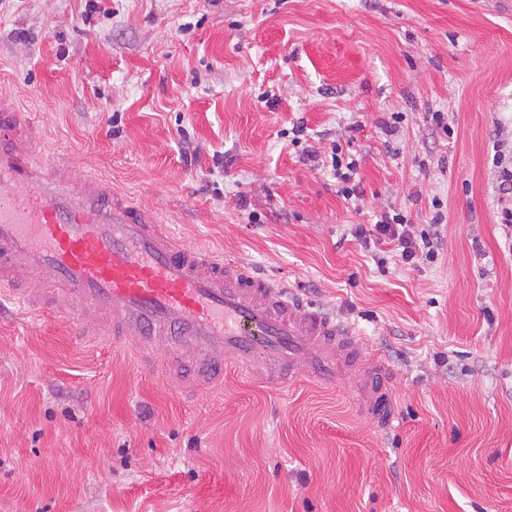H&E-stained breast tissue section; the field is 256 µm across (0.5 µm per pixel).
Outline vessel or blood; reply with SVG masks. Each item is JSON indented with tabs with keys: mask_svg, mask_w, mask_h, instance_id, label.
Segmentation results:
<instances>
[{
	"mask_svg": "<svg viewBox=\"0 0 512 512\" xmlns=\"http://www.w3.org/2000/svg\"><path fill=\"white\" fill-rule=\"evenodd\" d=\"M39 129L0 120V298L72 316L84 341L134 342L168 382L195 391L234 367L281 390L353 385L368 419L392 417L393 373L355 328L249 266L182 243L155 212L80 169L33 159ZM196 363L185 375L171 347Z\"/></svg>",
	"mask_w": 512,
	"mask_h": 512,
	"instance_id": "1",
	"label": "vessel or blood"
}]
</instances>
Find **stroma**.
Segmentation results:
<instances>
[{
    "label": "stroma",
    "mask_w": 512,
    "mask_h": 512,
    "mask_svg": "<svg viewBox=\"0 0 512 512\" xmlns=\"http://www.w3.org/2000/svg\"><path fill=\"white\" fill-rule=\"evenodd\" d=\"M0 94L39 154L351 323L395 402L231 369L186 398L134 345L0 322V512H512V0H0ZM335 142L358 204L303 155ZM436 198L435 262L351 233Z\"/></svg>",
    "instance_id": "1"
}]
</instances>
